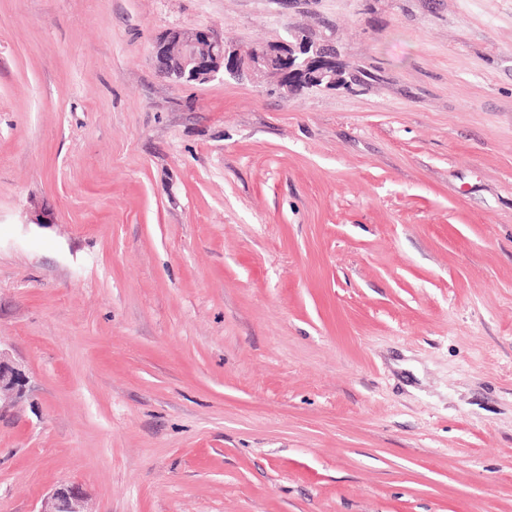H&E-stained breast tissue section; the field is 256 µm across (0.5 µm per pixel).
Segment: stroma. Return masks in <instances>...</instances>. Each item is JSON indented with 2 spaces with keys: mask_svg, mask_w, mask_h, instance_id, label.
I'll use <instances>...</instances> for the list:
<instances>
[{
  "mask_svg": "<svg viewBox=\"0 0 512 512\" xmlns=\"http://www.w3.org/2000/svg\"><path fill=\"white\" fill-rule=\"evenodd\" d=\"M0 343V512H512V0H0ZM326 53L333 57H322ZM152 59L161 77L178 84L206 83L218 75L224 80L249 76L256 83L273 77L287 92L288 84H280L276 73H296L299 90L334 89L343 73L332 48L297 32L272 44L243 45L229 43L207 27L173 30L155 43ZM23 372L0 344V398L4 393L23 392ZM84 492L76 483L62 484L45 500L40 512H86Z\"/></svg>",
  "mask_w": 512,
  "mask_h": 512,
  "instance_id": "35a3bbf8",
  "label": "stroma"
}]
</instances>
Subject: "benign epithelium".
Returning a JSON list of instances; mask_svg holds the SVG:
<instances>
[{
  "label": "benign epithelium",
  "mask_w": 512,
  "mask_h": 512,
  "mask_svg": "<svg viewBox=\"0 0 512 512\" xmlns=\"http://www.w3.org/2000/svg\"><path fill=\"white\" fill-rule=\"evenodd\" d=\"M333 52L300 33L267 45L233 44L207 27L191 32L173 30L155 43L152 59L158 74L173 82L206 83L222 76L239 80L244 76L259 83L276 73H295L299 89H334L343 69ZM23 392V372L0 347V396ZM84 492L76 483L62 484L45 500L40 512H84Z\"/></svg>",
  "instance_id": "7a95c632"
}]
</instances>
